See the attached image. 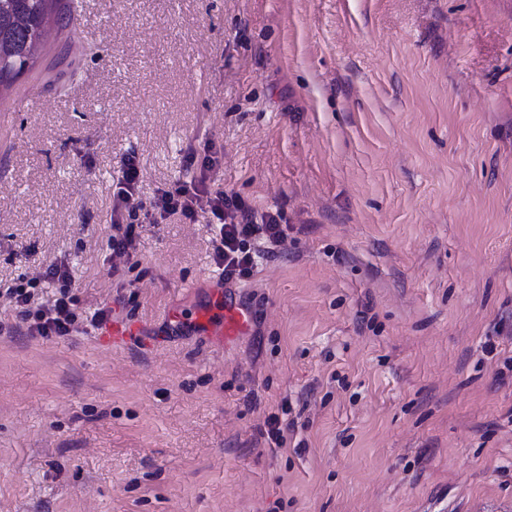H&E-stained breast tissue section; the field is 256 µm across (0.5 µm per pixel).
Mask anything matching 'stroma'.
<instances>
[{
    "label": "stroma",
    "mask_w": 512,
    "mask_h": 512,
    "mask_svg": "<svg viewBox=\"0 0 512 512\" xmlns=\"http://www.w3.org/2000/svg\"><path fill=\"white\" fill-rule=\"evenodd\" d=\"M72 2L0 98V282L65 262L159 342L0 301V512H512V0ZM199 176L289 226L243 281L207 210L153 221ZM216 283L228 352L172 331ZM140 179V169L135 156H128L123 162L122 178L116 194L117 204L113 209L112 236L109 239V250L112 255V275L121 267L129 264L128 270L139 264L131 262L137 255V231L142 224L136 223L138 205L135 204V191ZM126 213V214H125ZM105 341L114 348L145 342V326L128 321H112V327L105 332Z\"/></svg>",
    "instance_id": "35a3bbf8"
}]
</instances>
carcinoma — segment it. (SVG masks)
<instances>
[{
	"label": "carcinoma",
	"instance_id": "1",
	"mask_svg": "<svg viewBox=\"0 0 512 512\" xmlns=\"http://www.w3.org/2000/svg\"><path fill=\"white\" fill-rule=\"evenodd\" d=\"M71 19L70 0H0V86L27 71L46 24L64 29Z\"/></svg>",
	"mask_w": 512,
	"mask_h": 512
}]
</instances>
